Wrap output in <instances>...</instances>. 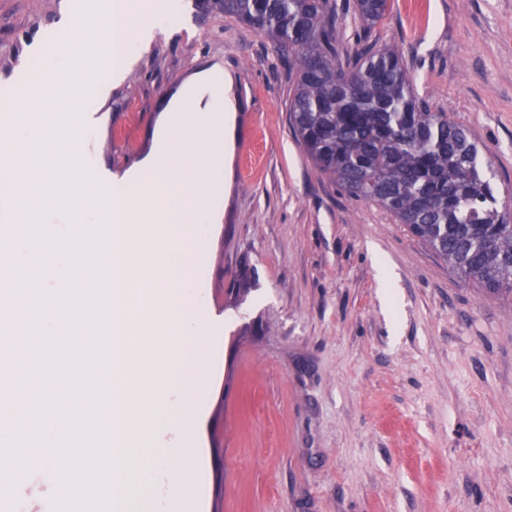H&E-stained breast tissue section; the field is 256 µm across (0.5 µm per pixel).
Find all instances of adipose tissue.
Here are the masks:
<instances>
[{
  "instance_id": "1",
  "label": "adipose tissue",
  "mask_w": 512,
  "mask_h": 512,
  "mask_svg": "<svg viewBox=\"0 0 512 512\" xmlns=\"http://www.w3.org/2000/svg\"><path fill=\"white\" fill-rule=\"evenodd\" d=\"M140 0H113V16L119 21L122 43L112 54V61L99 65L94 52L85 47L91 25L80 26L72 18L71 10H63L58 21L68 38L67 46L54 53L43 51L42 43H35L31 54L41 56L38 84L19 90V76L0 82V90L16 92L13 106L17 112H96L105 100L113 81L119 80L134 62V49L152 36L151 30L130 26L129 20L139 13Z\"/></svg>"
}]
</instances>
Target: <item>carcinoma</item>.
<instances>
[{
    "label": "carcinoma",
    "instance_id": "obj_1",
    "mask_svg": "<svg viewBox=\"0 0 512 512\" xmlns=\"http://www.w3.org/2000/svg\"><path fill=\"white\" fill-rule=\"evenodd\" d=\"M269 39L295 73L288 112L314 166L377 203L487 298L512 296V212L484 172L478 138L430 110L396 48L342 63L336 0H196ZM391 0H355L370 29Z\"/></svg>",
    "mask_w": 512,
    "mask_h": 512
}]
</instances>
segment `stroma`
<instances>
[{"instance_id": "35a3bbf8", "label": "stroma", "mask_w": 512, "mask_h": 512, "mask_svg": "<svg viewBox=\"0 0 512 512\" xmlns=\"http://www.w3.org/2000/svg\"><path fill=\"white\" fill-rule=\"evenodd\" d=\"M113 82L100 142L151 149L166 97L224 67L234 137L209 269L224 340L177 348L182 409L221 486L208 512H512V297L477 295L381 206L321 173L289 122L293 77L239 19L171 0ZM62 0H0V80ZM339 42L398 47L416 93L482 142L512 187V0H393Z\"/></svg>"}]
</instances>
